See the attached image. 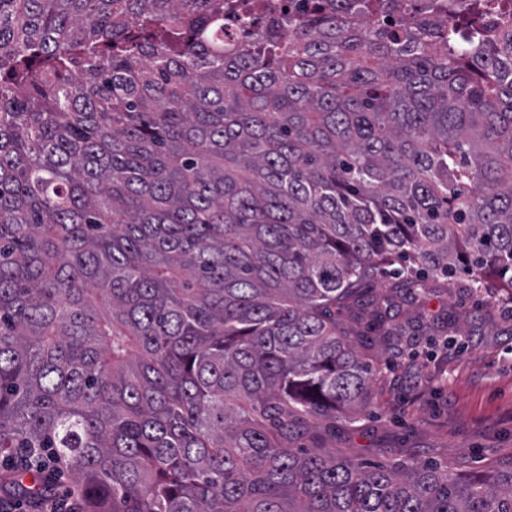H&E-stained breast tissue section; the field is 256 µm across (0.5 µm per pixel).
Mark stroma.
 <instances>
[{
  "label": "stroma",
  "instance_id": "1",
  "mask_svg": "<svg viewBox=\"0 0 512 512\" xmlns=\"http://www.w3.org/2000/svg\"><path fill=\"white\" fill-rule=\"evenodd\" d=\"M393 308L362 352L378 374L375 408L336 421L332 446L390 465L469 472L512 462V292L443 290Z\"/></svg>",
  "mask_w": 512,
  "mask_h": 512
}]
</instances>
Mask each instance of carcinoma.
Segmentation results:
<instances>
[{
  "label": "carcinoma",
  "mask_w": 512,
  "mask_h": 512,
  "mask_svg": "<svg viewBox=\"0 0 512 512\" xmlns=\"http://www.w3.org/2000/svg\"><path fill=\"white\" fill-rule=\"evenodd\" d=\"M417 2L238 41L224 0H0V453L82 512H512V462L320 432L373 403L364 312L512 274V0Z\"/></svg>",
  "instance_id": "obj_1"
}]
</instances>
